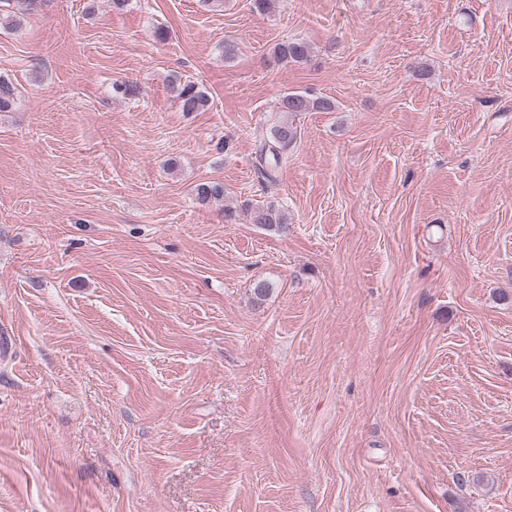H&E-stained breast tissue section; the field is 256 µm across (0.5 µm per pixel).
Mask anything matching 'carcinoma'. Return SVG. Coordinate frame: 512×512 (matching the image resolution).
<instances>
[{"label": "carcinoma", "mask_w": 512, "mask_h": 512, "mask_svg": "<svg viewBox=\"0 0 512 512\" xmlns=\"http://www.w3.org/2000/svg\"><path fill=\"white\" fill-rule=\"evenodd\" d=\"M15 3L8 11H0V26L10 27L17 24L27 11L32 9L33 0H6ZM310 53V45L304 41H284L275 45L273 54L280 61L301 62ZM169 90L177 100L183 112H203L209 105L207 91L190 80H175L170 82ZM18 96V88L14 83L0 75V112L8 111ZM336 104L325 97L310 98L299 92H290L283 99V116L276 120L270 128L269 137L258 149L257 171L263 173L262 181L273 183L276 174L288 162L287 151L297 143L300 136L298 126L291 116L299 112H333ZM196 199L201 203L224 198V183L217 181L201 182L195 186ZM251 221L277 232L288 228L286 212L278 204L269 202L255 208L251 213Z\"/></svg>", "instance_id": "carcinoma-1"}]
</instances>
